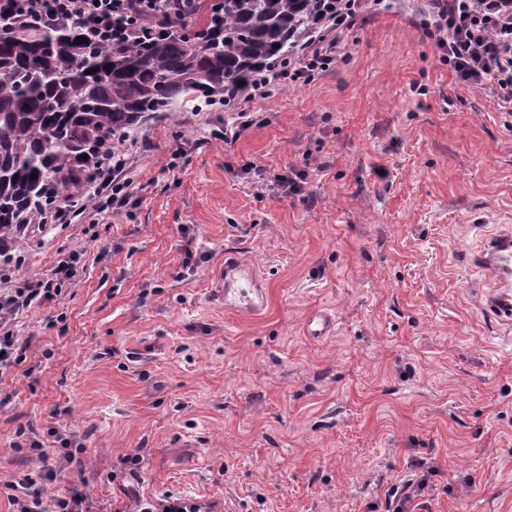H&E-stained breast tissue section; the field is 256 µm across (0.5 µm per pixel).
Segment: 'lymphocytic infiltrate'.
I'll use <instances>...</instances> for the list:
<instances>
[{
  "mask_svg": "<svg viewBox=\"0 0 512 512\" xmlns=\"http://www.w3.org/2000/svg\"><path fill=\"white\" fill-rule=\"evenodd\" d=\"M185 0H0V12L17 25L47 26L61 19L82 26L86 37L96 43L146 41L174 29L183 17ZM433 34L457 81L480 89L492 86L499 96L512 102V0H433ZM361 0H337L333 13L322 21L317 36L308 39L287 69L272 74L254 86L252 95L271 96L279 80L310 82L318 70L335 58L341 34L361 8ZM106 161L97 166L87 187L49 207L42 217L46 224H68L82 215L88 202L96 212L121 209L133 194L136 173L127 149L112 145ZM81 251L62 257L54 278L27 287L15 286L9 266H0V375L26 360V348L11 325L26 309L58 301L65 281L74 279ZM51 471L40 476L23 475L12 484L14 512H83L78 495H48L46 481Z\"/></svg>",
  "mask_w": 512,
  "mask_h": 512,
  "instance_id": "1",
  "label": "lymphocytic infiltrate"
}]
</instances>
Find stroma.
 I'll use <instances>...</instances> for the list:
<instances>
[{
	"label": "stroma",
	"mask_w": 512,
	"mask_h": 512,
	"mask_svg": "<svg viewBox=\"0 0 512 512\" xmlns=\"http://www.w3.org/2000/svg\"><path fill=\"white\" fill-rule=\"evenodd\" d=\"M432 14L367 0L314 80L144 123L126 207L13 240L20 285L83 257L60 303L13 324L27 359L0 382V512L41 465L21 427L57 464L49 494L89 512L168 492L385 512L425 470L417 512H512V325L482 311L495 280L470 263L512 228V103L457 82ZM242 110L238 140L215 138ZM290 171L303 193L275 183ZM228 249L266 279L261 316L224 309ZM321 310L334 335L307 336Z\"/></svg>",
	"instance_id": "stroma-1"
}]
</instances>
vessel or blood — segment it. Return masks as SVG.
Here are the masks:
<instances>
[{
  "instance_id": "obj_1",
  "label": "vessel or blood",
  "mask_w": 512,
  "mask_h": 512,
  "mask_svg": "<svg viewBox=\"0 0 512 512\" xmlns=\"http://www.w3.org/2000/svg\"><path fill=\"white\" fill-rule=\"evenodd\" d=\"M478 269L491 272L497 282L495 293L486 297V306L512 322V233L491 238L475 255ZM266 290L256 269L238 259L235 252L224 254V307L247 315L265 308Z\"/></svg>"
}]
</instances>
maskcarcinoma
I'll list each match as a JSON object with an SVG mask.
<instances>
[{"label": "carcinoma", "instance_id": "carcinoma-1", "mask_svg": "<svg viewBox=\"0 0 512 512\" xmlns=\"http://www.w3.org/2000/svg\"><path fill=\"white\" fill-rule=\"evenodd\" d=\"M335 2L224 0L222 12L197 3L151 43L110 47L76 43L74 22L0 19V245L38 223L46 201L79 191L113 139L163 112L241 94L294 55Z\"/></svg>", "mask_w": 512, "mask_h": 512}]
</instances>
